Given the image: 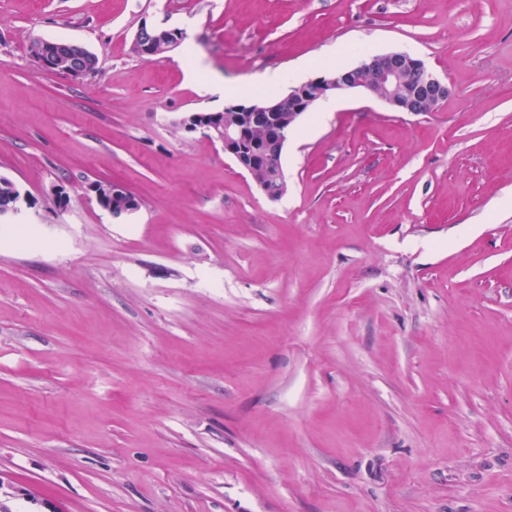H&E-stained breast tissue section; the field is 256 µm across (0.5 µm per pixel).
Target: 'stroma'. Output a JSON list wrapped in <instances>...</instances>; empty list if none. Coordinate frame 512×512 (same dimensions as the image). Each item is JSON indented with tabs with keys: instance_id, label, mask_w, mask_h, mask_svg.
Instances as JSON below:
<instances>
[{
	"instance_id": "35a3bbf8",
	"label": "stroma",
	"mask_w": 512,
	"mask_h": 512,
	"mask_svg": "<svg viewBox=\"0 0 512 512\" xmlns=\"http://www.w3.org/2000/svg\"><path fill=\"white\" fill-rule=\"evenodd\" d=\"M392 52L452 95L334 94L276 201L172 125ZM1 176L0 512H512V0H0ZM182 33L178 29L149 26L143 23L137 30L134 39V49L143 57H152L158 44L173 47L178 44ZM168 51L165 46H159L154 57ZM32 53L48 68L53 67V62L58 57H66L70 61L68 74L73 76L84 75L88 71L86 55L95 61L96 56L78 43L71 41L37 40L32 44ZM14 192L11 196L12 201L8 204L6 200L12 192V184L4 181L0 185V221H12L22 213L23 203H27L25 195H21V192L13 185ZM8 204V205H6ZM95 183L98 184L101 188H107L112 184V187H111L112 197L113 196H115V197L116 196H124L125 197V202L122 198H113L112 199V197H108V199H107L108 204L111 206V209L113 207L114 211L119 212L121 210L123 204H124V206L121 211V214L130 215L138 210V206H139L138 200L135 197H133L130 194V192L126 188L121 186L120 184H117L114 182H112V183L95 182Z\"/></svg>"
}]
</instances>
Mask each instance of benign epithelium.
Wrapping results in <instances>:
<instances>
[{"instance_id": "1", "label": "benign epithelium", "mask_w": 512, "mask_h": 512, "mask_svg": "<svg viewBox=\"0 0 512 512\" xmlns=\"http://www.w3.org/2000/svg\"><path fill=\"white\" fill-rule=\"evenodd\" d=\"M182 33L178 29L142 24L137 30L134 39V49L143 57L154 55L159 44L173 47L178 44ZM32 53L46 67H52L58 57H66L70 61L68 74L81 76L87 72L86 58L96 59V56L78 43L71 41L38 40L32 44ZM411 71L417 78L416 91L407 97L396 98L383 96L388 105L401 112H421L426 103L442 101L451 95V89L437 77L429 73L423 61L415 59L405 53H386L366 57L359 65L349 67L334 76H316L297 86L292 87L288 93L276 98L262 108H253L244 103H234L228 108L242 113L244 124L230 127L220 120L218 112H187L173 120L174 125L186 133L202 131L210 138L219 141L224 148V154L231 157L236 164L247 174H253V155L245 152L241 141L246 130L251 125L264 127H277L280 125V113L285 110L299 116L308 111L317 101L333 93L364 90L371 95L376 92L364 80L363 74L372 72L376 76L378 85L387 90L404 81L406 71ZM287 141V135L276 131L270 139L267 148L262 152L266 160L267 176L271 180L284 179L282 167V153ZM113 196L125 197L122 213L130 215L138 210L139 202L123 186L114 183L111 187ZM26 197L19 190H14L11 202L0 206V221H12L22 213Z\"/></svg>"}]
</instances>
